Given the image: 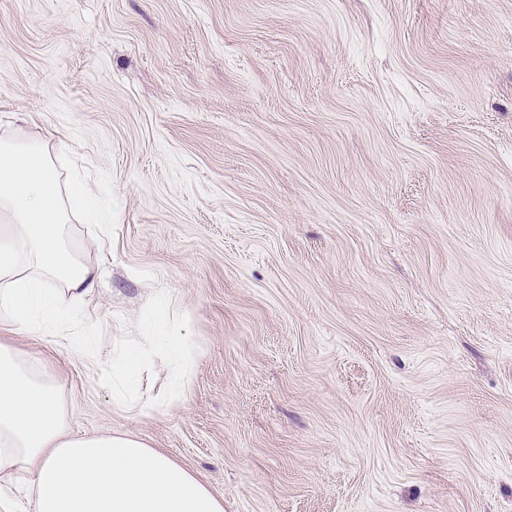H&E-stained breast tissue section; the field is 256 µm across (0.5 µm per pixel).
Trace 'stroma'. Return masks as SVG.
I'll return each instance as SVG.
<instances>
[{
	"instance_id": "obj_1",
	"label": "stroma",
	"mask_w": 512,
	"mask_h": 512,
	"mask_svg": "<svg viewBox=\"0 0 512 512\" xmlns=\"http://www.w3.org/2000/svg\"><path fill=\"white\" fill-rule=\"evenodd\" d=\"M1 138L104 211L96 364L0 327L72 434L224 512H512V0H0ZM158 320L193 379L137 417L97 369Z\"/></svg>"
}]
</instances>
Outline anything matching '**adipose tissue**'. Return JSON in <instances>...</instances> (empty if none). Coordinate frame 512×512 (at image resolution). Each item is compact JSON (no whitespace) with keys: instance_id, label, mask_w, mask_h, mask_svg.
Masks as SVG:
<instances>
[{"instance_id":"adipose-tissue-1","label":"adipose tissue","mask_w":512,"mask_h":512,"mask_svg":"<svg viewBox=\"0 0 512 512\" xmlns=\"http://www.w3.org/2000/svg\"><path fill=\"white\" fill-rule=\"evenodd\" d=\"M67 222L48 151L34 142L0 143V326L46 336L83 328L73 301L97 279L71 253ZM160 346L172 367L165 391L133 403L140 368ZM193 360L183 337L149 336L98 378L112 381L115 403L147 417L184 401ZM18 476L34 512H224L222 496L139 436L73 435L55 375L0 344V512H11Z\"/></svg>"}]
</instances>
